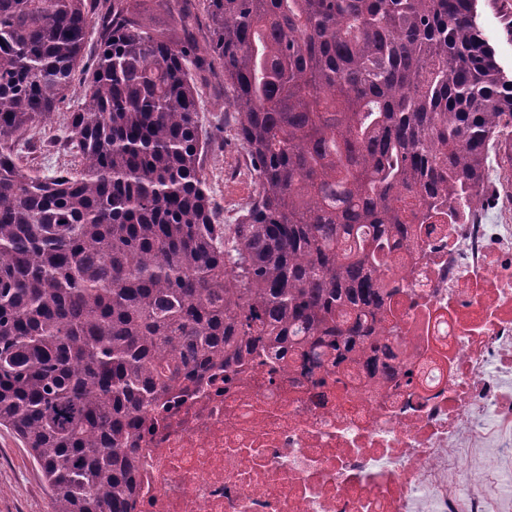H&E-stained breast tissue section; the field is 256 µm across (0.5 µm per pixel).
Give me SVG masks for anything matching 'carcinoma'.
I'll return each mask as SVG.
<instances>
[{"instance_id": "obj_1", "label": "carcinoma", "mask_w": 512, "mask_h": 512, "mask_svg": "<svg viewBox=\"0 0 512 512\" xmlns=\"http://www.w3.org/2000/svg\"><path fill=\"white\" fill-rule=\"evenodd\" d=\"M98 39L87 30L101 2ZM181 28L146 23L147 2ZM0 0V426L51 512H128L141 417L199 370L292 350L373 378L393 243L456 224L512 134V77L479 0ZM223 79L255 190L219 221L204 155ZM78 100L39 174L18 146ZM190 8L198 16V24L192 29L193 37L203 53L208 51L209 33L207 31V19L204 10L203 0H191Z\"/></svg>"}]
</instances>
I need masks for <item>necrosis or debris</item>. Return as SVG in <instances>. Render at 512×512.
Returning a JSON list of instances; mask_svg holds the SVG:
<instances>
[{"instance_id":"obj_1","label":"necrosis or debris","mask_w":512,"mask_h":512,"mask_svg":"<svg viewBox=\"0 0 512 512\" xmlns=\"http://www.w3.org/2000/svg\"><path fill=\"white\" fill-rule=\"evenodd\" d=\"M391 254L393 379L291 353L168 395L130 512H512V164Z\"/></svg>"}]
</instances>
